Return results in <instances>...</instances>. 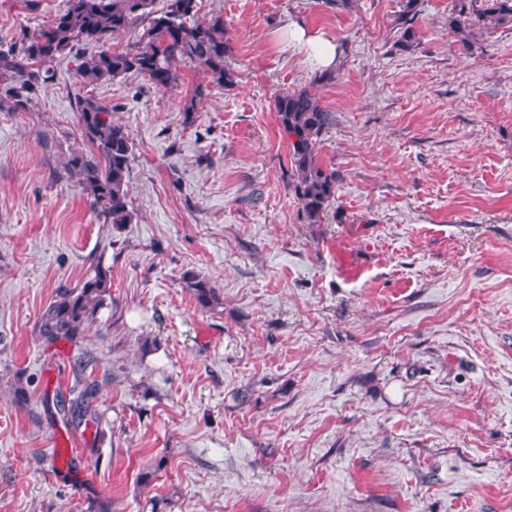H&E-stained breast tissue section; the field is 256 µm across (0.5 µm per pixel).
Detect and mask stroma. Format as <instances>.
<instances>
[{
  "mask_svg": "<svg viewBox=\"0 0 512 512\" xmlns=\"http://www.w3.org/2000/svg\"><path fill=\"white\" fill-rule=\"evenodd\" d=\"M451 2L419 0L405 50L400 0H198L233 85L192 112L190 65L84 90L133 144L117 227L65 166L90 149L73 57L0 107V512H512V27L463 46ZM65 6L0 0V50ZM292 20L340 47L332 81ZM299 89L334 116L319 224L273 108ZM98 265L103 306L47 342L57 289ZM86 383L98 443L56 407Z\"/></svg>",
  "mask_w": 512,
  "mask_h": 512,
  "instance_id": "stroma-1",
  "label": "stroma"
}]
</instances>
